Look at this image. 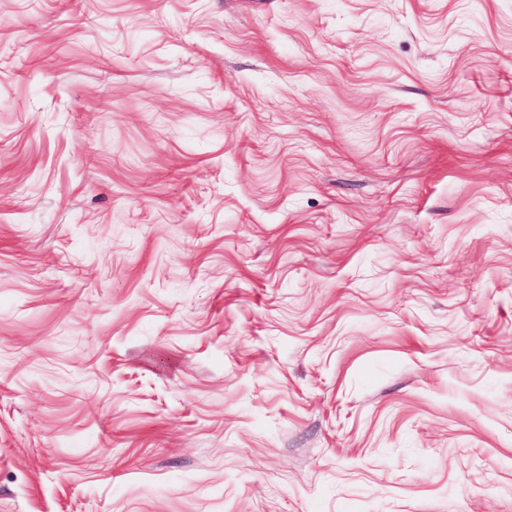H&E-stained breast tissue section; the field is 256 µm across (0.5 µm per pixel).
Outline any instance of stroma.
I'll use <instances>...</instances> for the list:
<instances>
[{
	"label": "stroma",
	"instance_id": "obj_1",
	"mask_svg": "<svg viewBox=\"0 0 512 512\" xmlns=\"http://www.w3.org/2000/svg\"><path fill=\"white\" fill-rule=\"evenodd\" d=\"M0 512H512V0H0Z\"/></svg>",
	"mask_w": 512,
	"mask_h": 512
}]
</instances>
